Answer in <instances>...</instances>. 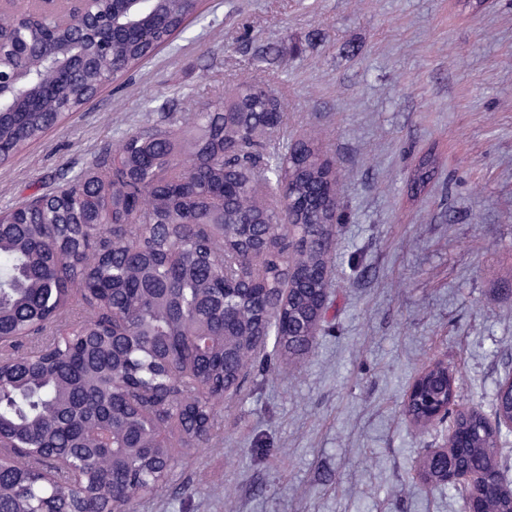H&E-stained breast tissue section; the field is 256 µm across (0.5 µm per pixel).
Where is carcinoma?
I'll use <instances>...</instances> for the list:
<instances>
[{
	"instance_id": "1",
	"label": "carcinoma",
	"mask_w": 512,
	"mask_h": 512,
	"mask_svg": "<svg viewBox=\"0 0 512 512\" xmlns=\"http://www.w3.org/2000/svg\"><path fill=\"white\" fill-rule=\"evenodd\" d=\"M195 0L143 4L162 23L147 22L145 41L126 38L65 81L37 56L61 60L77 46L71 17L0 12V28L29 45L7 53L3 67H25L33 83L61 94H27L0 112V164L84 105L97 90L148 58L181 30ZM267 112L265 92L239 90L210 112L192 114L194 133L173 126L130 135L84 174L33 195L0 223V512H42L57 502L75 512H104L168 482L175 452L215 429L213 400L254 366L265 307L280 356L299 351L295 335L317 314L313 271L329 263L328 242L341 216L331 208L336 173L314 140L272 153L251 138ZM423 159L413 189L432 177ZM288 191V205L263 207L255 183ZM108 224H93L99 214ZM260 218L252 235L272 237L253 276L237 284L238 318L224 339V267L243 258L237 225ZM294 233L293 272L282 261ZM82 288L91 317L63 333L72 287ZM452 423L470 445L469 467L501 474L499 435L479 409ZM63 458L81 471L78 489L66 471L47 477ZM486 512H512V496L486 500Z\"/></svg>"
}]
</instances>
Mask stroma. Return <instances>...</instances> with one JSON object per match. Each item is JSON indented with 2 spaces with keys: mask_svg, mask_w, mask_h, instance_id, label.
Here are the masks:
<instances>
[{
  "mask_svg": "<svg viewBox=\"0 0 512 512\" xmlns=\"http://www.w3.org/2000/svg\"><path fill=\"white\" fill-rule=\"evenodd\" d=\"M256 84L281 105L276 139H317L340 181L322 321L303 354L216 400L222 428L127 510L463 512L419 474L447 424L414 427L405 398L443 361L457 407L489 417L512 375V0H198L152 57L0 165V212Z\"/></svg>",
  "mask_w": 512,
  "mask_h": 512,
  "instance_id": "stroma-1",
  "label": "stroma"
}]
</instances>
